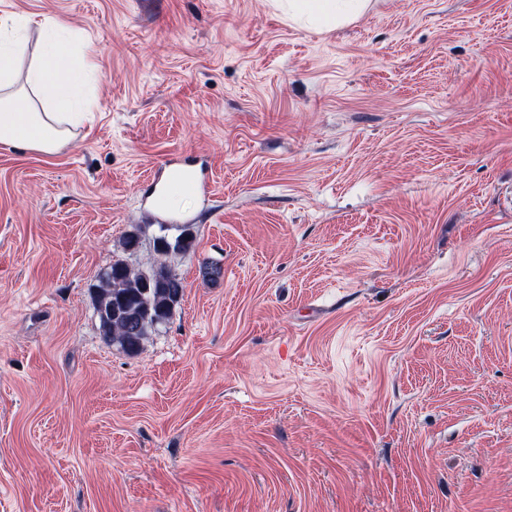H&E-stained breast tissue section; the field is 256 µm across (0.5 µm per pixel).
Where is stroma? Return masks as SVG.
Wrapping results in <instances>:
<instances>
[{"label": "stroma", "instance_id": "35a3bbf8", "mask_svg": "<svg viewBox=\"0 0 512 512\" xmlns=\"http://www.w3.org/2000/svg\"><path fill=\"white\" fill-rule=\"evenodd\" d=\"M10 16L71 35L95 108L0 144V512H512V0ZM195 155L211 198L149 208ZM118 260L184 283L134 354L96 310ZM370 0H278L289 18L300 20L314 29H332L350 22L363 13Z\"/></svg>", "mask_w": 512, "mask_h": 512}]
</instances>
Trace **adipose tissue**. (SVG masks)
Returning <instances> with one entry per match:
<instances>
[{
	"label": "adipose tissue",
	"mask_w": 512,
	"mask_h": 512,
	"mask_svg": "<svg viewBox=\"0 0 512 512\" xmlns=\"http://www.w3.org/2000/svg\"><path fill=\"white\" fill-rule=\"evenodd\" d=\"M369 2L278 0V5L289 18L320 30L354 20ZM25 27L22 19L0 22V143L51 155L91 111L92 102L81 93L86 73L75 66L62 28L45 20L42 38L31 51L22 35ZM27 53L32 60L22 73L18 61Z\"/></svg>",
	"instance_id": "obj_1"
}]
</instances>
